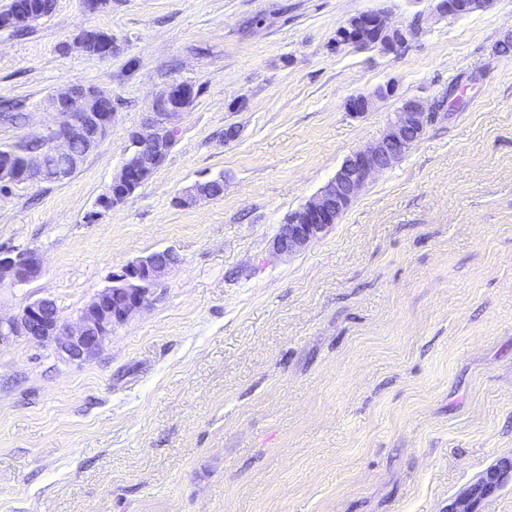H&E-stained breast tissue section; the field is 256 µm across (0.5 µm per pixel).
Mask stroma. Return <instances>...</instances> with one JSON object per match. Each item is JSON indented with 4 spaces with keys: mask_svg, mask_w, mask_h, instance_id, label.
I'll return each instance as SVG.
<instances>
[{
    "mask_svg": "<svg viewBox=\"0 0 512 512\" xmlns=\"http://www.w3.org/2000/svg\"><path fill=\"white\" fill-rule=\"evenodd\" d=\"M365 11L419 31L389 53L333 49ZM90 29L111 33V58L81 50ZM508 34L512 0L459 18L435 0H55L23 33L0 30V104L25 114L0 120V148L54 126L49 100L70 85L103 87L117 112L69 179L0 192V248L44 264L0 285V315L49 298L73 323L129 262L178 257L94 360L0 347V512H447L512 455ZM182 80L197 97L164 164L99 210L130 132ZM451 90L337 223L273 253L404 99ZM218 177L221 196L178 204ZM392 87L385 85L379 87L371 95H360L349 100L348 110L355 115L369 112L376 101L384 100L392 93Z\"/></svg>",
    "mask_w": 512,
    "mask_h": 512,
    "instance_id": "stroma-1",
    "label": "stroma"
}]
</instances>
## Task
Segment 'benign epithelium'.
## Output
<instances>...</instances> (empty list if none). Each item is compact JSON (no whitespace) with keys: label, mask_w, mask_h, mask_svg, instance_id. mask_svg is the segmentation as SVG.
Wrapping results in <instances>:
<instances>
[{"label":"benign epithelium","mask_w":512,"mask_h":512,"mask_svg":"<svg viewBox=\"0 0 512 512\" xmlns=\"http://www.w3.org/2000/svg\"><path fill=\"white\" fill-rule=\"evenodd\" d=\"M474 6L473 0H438L435 11L441 16L464 15L471 13ZM38 14L35 6L22 5L10 15V20L16 24H30ZM383 28L392 33L390 42L380 43L385 52L395 50L412 34L406 27L390 24L384 13L367 11L357 14L353 21L344 25L336 35L334 46L338 49L358 46ZM391 93L392 87L381 86L370 95L350 99L348 110L361 115ZM194 96L191 83L175 81L152 101L145 126L132 131L129 136L128 156L132 167L126 169V174L131 181L143 182L149 172L164 163L171 140L177 135L174 121L187 110ZM50 103L61 120L48 132L42 153L32 156L22 149H15L0 157L1 184L17 186L46 181L50 177L57 181L67 178L70 169L82 161V158L71 155V144L84 139L86 153H92L107 138L117 116L112 97L98 93L94 87L67 88L56 93ZM438 116L436 106H428L419 98L405 101L379 140L347 156L324 188L288 216V223L280 226L273 239V251L295 254L320 238L338 221L370 178L403 158L427 124ZM170 264V258L162 255L128 263L120 273L112 275L111 285L98 291L84 306L74 325L63 322L54 303L47 298L29 303L16 316H0V346L23 337L29 342L52 347L63 359L91 361L103 349L112 330L150 304L153 287ZM42 272L43 260L37 250L0 249V284L30 282ZM510 484L512 458L504 457L490 466L475 483L452 497L448 512H480L483 499Z\"/></svg>","instance_id":"benign-epithelium-1"}]
</instances>
